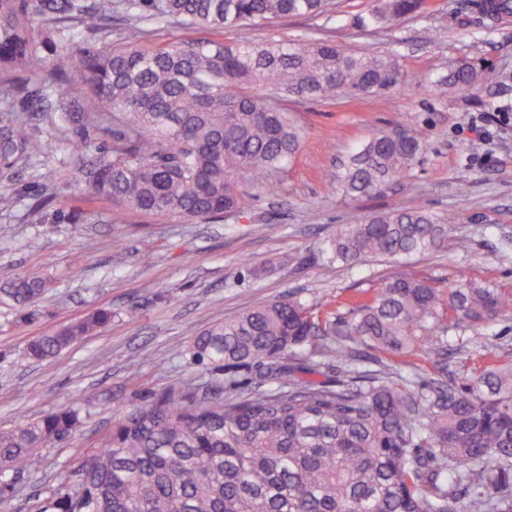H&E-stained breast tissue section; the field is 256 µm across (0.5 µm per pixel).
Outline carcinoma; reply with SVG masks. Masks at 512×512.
<instances>
[{
  "label": "carcinoma",
  "mask_w": 512,
  "mask_h": 512,
  "mask_svg": "<svg viewBox=\"0 0 512 512\" xmlns=\"http://www.w3.org/2000/svg\"><path fill=\"white\" fill-rule=\"evenodd\" d=\"M329 0H0V172L46 154L37 122L54 117L76 133L73 156L91 163L87 194L122 212L195 222L245 208L239 178L269 186L272 170L299 150L300 129L276 100L351 101L404 84L396 56L348 52L331 41L256 43L187 39L145 50L112 48V16L173 19L192 30L321 15ZM424 0H379L366 26L389 28ZM483 15L512 17V0H483ZM49 72L40 87L21 75ZM440 81L480 88L460 65ZM487 88L496 111L512 112V73ZM85 87L72 110L59 87ZM109 140L93 153L87 128ZM416 131L372 132L330 190L378 192L420 158ZM449 218L424 207L373 213L339 224L323 253L331 264L410 258L448 247ZM47 281L14 279L0 289L19 306L37 302ZM512 310V293L461 280L439 293L396 278L359 301L350 317L324 320L294 295L260 304L201 331L193 361L210 372L286 355L332 357L333 385L284 372L273 394L232 400L168 393L127 413L104 435L78 483L61 486L39 512H512V356L459 381L443 380L451 354L443 337ZM112 321L98 309L34 337L28 356L53 358ZM432 345L436 377H395L389 365L356 363L360 346L398 356ZM80 420L61 410L0 431V477L35 472L37 449L71 435Z\"/></svg>",
  "instance_id": "obj_1"
}]
</instances>
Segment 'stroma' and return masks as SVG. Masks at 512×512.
<instances>
[{"label": "stroma", "mask_w": 512, "mask_h": 512, "mask_svg": "<svg viewBox=\"0 0 512 512\" xmlns=\"http://www.w3.org/2000/svg\"><path fill=\"white\" fill-rule=\"evenodd\" d=\"M475 0H427L392 28L366 20L376 0H333L329 12L271 19L207 32L234 44L325 39L350 51L397 55L403 88L363 102L290 98L284 106L302 130L298 153L272 174L274 192L242 180L249 207L231 216L180 224L109 220L108 205L90 200L85 174L71 156V129L39 123L47 153L0 175V284L19 275L48 282L30 315L0 294V428L77 409L80 430L42 449L40 472L16 482L0 512H35L51 492L74 483L99 438L128 412L176 392L232 399L277 391L275 365L255 363L202 371L192 359L194 335L214 323L288 295L322 303L328 317L346 315L353 297L393 277L426 280L440 292L460 280L489 281L512 292V113L484 111L477 96L438 85L457 64L484 79L512 70V20L481 23ZM377 128L421 132L425 151L381 192L353 199L326 180ZM424 206L450 216L448 249L405 261L369 257L328 265L321 257L337 225L394 208ZM42 247L30 249L31 238ZM94 250H86L87 240ZM98 309L111 322L58 356L35 361L28 341ZM512 353V316L475 332L448 358L481 371Z\"/></svg>", "instance_id": "stroma-1"}]
</instances>
